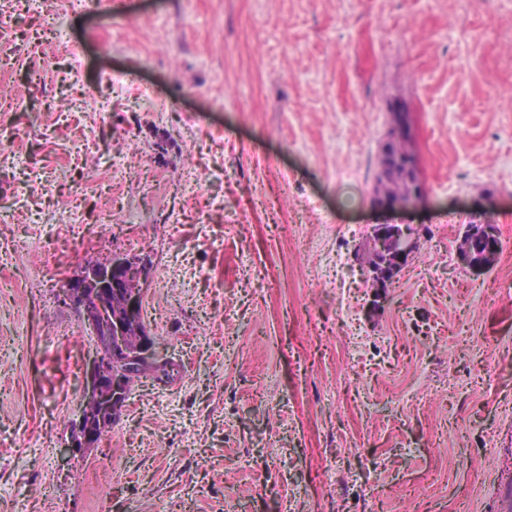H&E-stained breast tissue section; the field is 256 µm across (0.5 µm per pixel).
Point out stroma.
Here are the masks:
<instances>
[{
  "label": "stroma",
  "mask_w": 512,
  "mask_h": 512,
  "mask_svg": "<svg viewBox=\"0 0 512 512\" xmlns=\"http://www.w3.org/2000/svg\"><path fill=\"white\" fill-rule=\"evenodd\" d=\"M0 512H499L512 479V0H0ZM405 112L421 245L362 259ZM77 208L78 223L66 211ZM496 225L465 268V224ZM121 251L173 382L65 454ZM499 234L493 224H466V231L457 244V253L462 262L475 271L490 270L498 260ZM477 243L483 251L476 248Z\"/></svg>",
  "instance_id": "1"
}]
</instances>
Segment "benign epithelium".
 Returning a JSON list of instances; mask_svg holds the SVG:
<instances>
[{"label":"benign epithelium","mask_w":512,"mask_h":512,"mask_svg":"<svg viewBox=\"0 0 512 512\" xmlns=\"http://www.w3.org/2000/svg\"><path fill=\"white\" fill-rule=\"evenodd\" d=\"M391 171L413 181L414 190L407 199H392L376 192L374 206L389 212L416 207L423 199L424 189L411 158L382 157V176ZM498 240L496 225L468 224L457 244V253L468 268L486 271L498 260ZM419 243V231L413 224L374 225L365 267V277L372 287H386L419 248ZM146 285L144 267L121 252L112 253L103 263L94 261L84 265L66 282L64 294L78 306L82 325L92 335L104 337L86 372L85 403L73 424L71 441L66 444L68 449L94 447L112 428L128 395L127 377L145 361L164 363L148 328L136 323V303L142 299Z\"/></svg>","instance_id":"7a95c632"}]
</instances>
